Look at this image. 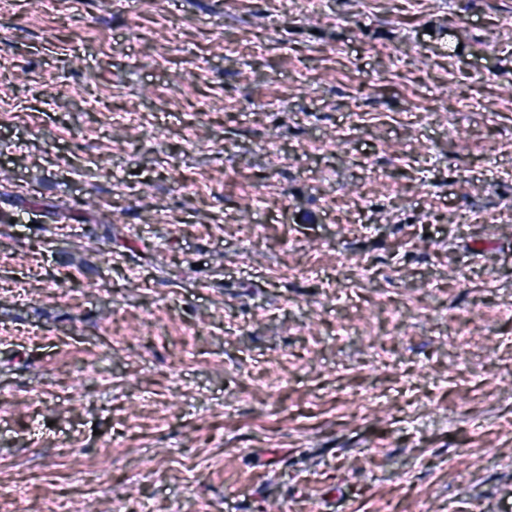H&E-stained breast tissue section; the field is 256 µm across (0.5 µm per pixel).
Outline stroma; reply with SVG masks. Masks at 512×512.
Returning <instances> with one entry per match:
<instances>
[{
	"mask_svg": "<svg viewBox=\"0 0 512 512\" xmlns=\"http://www.w3.org/2000/svg\"><path fill=\"white\" fill-rule=\"evenodd\" d=\"M30 4L0 512H512V0Z\"/></svg>",
	"mask_w": 512,
	"mask_h": 512,
	"instance_id": "obj_1",
	"label": "stroma"
}]
</instances>
